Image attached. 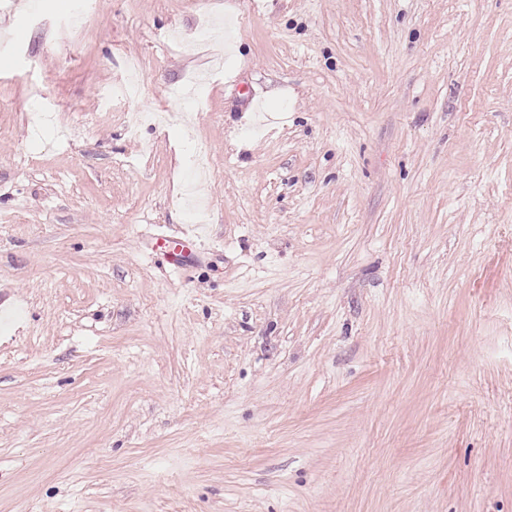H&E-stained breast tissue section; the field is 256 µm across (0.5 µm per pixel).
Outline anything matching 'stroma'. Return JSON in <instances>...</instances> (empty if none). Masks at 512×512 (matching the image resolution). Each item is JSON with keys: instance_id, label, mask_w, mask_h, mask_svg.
<instances>
[{"instance_id": "35a3bbf8", "label": "stroma", "mask_w": 512, "mask_h": 512, "mask_svg": "<svg viewBox=\"0 0 512 512\" xmlns=\"http://www.w3.org/2000/svg\"><path fill=\"white\" fill-rule=\"evenodd\" d=\"M0 287V512H512V0H0ZM199 240V235L195 231L184 235L177 240H171L165 236L155 237L148 242L147 247L155 252L162 253L173 266H181L186 258V254L179 245H170L171 242H178L180 244L188 243L194 244Z\"/></svg>"}]
</instances>
